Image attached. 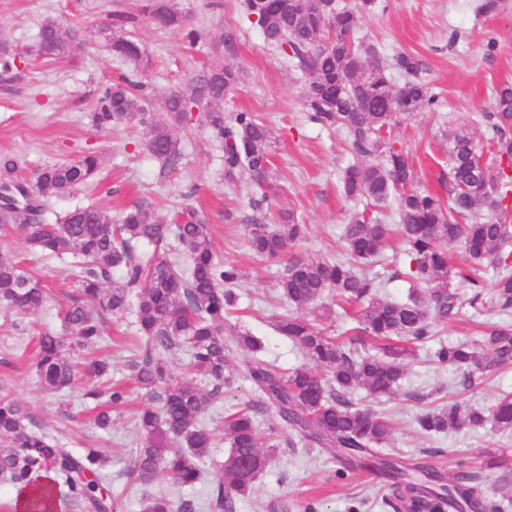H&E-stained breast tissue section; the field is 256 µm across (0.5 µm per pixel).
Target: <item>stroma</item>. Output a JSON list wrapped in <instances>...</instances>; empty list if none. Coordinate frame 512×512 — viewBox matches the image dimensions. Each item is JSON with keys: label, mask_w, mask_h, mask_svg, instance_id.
<instances>
[{"label": "stroma", "mask_w": 512, "mask_h": 512, "mask_svg": "<svg viewBox=\"0 0 512 512\" xmlns=\"http://www.w3.org/2000/svg\"><path fill=\"white\" fill-rule=\"evenodd\" d=\"M137 2L0 0V42L8 44L17 65L15 79L0 80V154L14 155L29 177L46 164L77 158L84 151L100 157L99 184L54 199L48 208L52 215L77 204L116 211L140 202L165 218L171 209L191 200L209 222L217 256L246 272L237 287L239 324L262 339L266 358L280 370L304 365L301 350L274 329L278 316L292 309L276 290L284 266L252 254L248 227L276 222L291 212L308 227L306 239L293 247L294 255L339 256L352 209L339 192L341 172L352 160L344 137L308 122L302 79L266 46L260 30L242 13L240 0H177L191 24L206 32L204 41L193 47L180 33L149 23H137L132 33L151 59L142 79L155 106L204 69L228 64L239 68L242 79L224 99L225 115L256 113L277 140L273 156L277 190L262 207L254 206L244 179H226L222 147L200 123L181 132L182 164L171 172L163 171L161 161L147 152L143 126L122 122L108 132L97 130L88 115L103 82L131 69L130 63L113 56L105 28L114 14L134 13ZM477 5L478 0H379L376 12L361 19L362 33L377 44L384 59L400 52L417 56L425 67L424 79L440 98V114L399 118L387 136L388 142L412 157L420 186L433 191L439 190V179L447 170L443 128L478 129L481 113L492 109L496 88L512 83V0H503L494 15L479 13ZM49 20L82 30V50L58 62L34 60L29 50ZM229 32L236 37L234 52L213 51V43ZM0 251L26 259L55 294V304L33 318V330L60 333L56 304L73 289L65 265L29 254L15 237L0 239ZM29 333L18 327L14 314L0 308V385L30 409L44 431L70 448L105 449L110 458L106 487L120 502V512H141L143 497L161 490L176 499L201 500L207 488L203 482L181 489L171 487L162 475L148 486L129 478L143 439L128 411L150 405L144 390L128 384L127 408L113 411L110 429H99L84 398L88 378L78 377L65 394L58 395L46 391L35 372L20 361ZM141 342L134 313L108 321L98 354L110 361L113 380L128 377L134 347ZM427 357L423 349L408 359L390 396L372 402L361 391L353 398L354 403L372 404L389 416L392 435L385 452L415 457L425 449L439 448L443 454L436 457V465L452 469L459 463L475 465L492 451L512 464V433L493 424L431 438L413 423L415 414L449 399L490 406L500 394L512 391V366L499 368L466 391L459 384L458 370L428 363ZM249 359L246 352L235 355L234 384L201 417L210 428H218L226 412L257 403L245 373ZM259 434L264 447H276L279 459L258 477L249 496L237 499L236 512H269L270 505L281 501L297 508L311 502L317 512H390L383 503L382 480L368 471H344L335 449L301 443L289 448L292 434L287 425L267 414L260 417Z\"/></svg>", "instance_id": "stroma-1"}]
</instances>
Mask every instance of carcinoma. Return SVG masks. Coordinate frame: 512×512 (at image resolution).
I'll return each instance as SVG.
<instances>
[{
    "instance_id": "1",
    "label": "carcinoma",
    "mask_w": 512,
    "mask_h": 512,
    "mask_svg": "<svg viewBox=\"0 0 512 512\" xmlns=\"http://www.w3.org/2000/svg\"><path fill=\"white\" fill-rule=\"evenodd\" d=\"M245 17L257 25L267 45L286 66L306 81L308 119L342 132L353 161L342 172L344 195L365 200L344 227V255L291 258L278 280L280 295L297 307L326 298L356 307L357 326L339 336L320 329L303 316L288 313L276 331L301 348L309 364L284 374L262 358L264 345L231 322L237 308L235 286L244 277L238 266L218 258L209 224L186 203L170 221L143 204L125 208L119 222L112 212L93 205H75L54 222L46 218L51 199L87 189L100 173L99 158L84 152L74 160L48 164L34 176L33 195L16 158L0 155V237L19 235L29 250L68 263L75 289L59 312L71 341L37 337L32 365L42 386L55 393L69 388L76 365L68 352L98 346L106 320L124 314L135 301V315L145 338L132 361L134 378L157 405L141 410L137 429L144 437L131 469L134 482L150 484L164 473L178 487H193L210 472V490L198 505L175 500L166 492L145 498L142 512H234L235 501L249 495L256 476L275 455L260 446L259 413L272 414L308 446L339 448L344 468L370 470L384 479L386 506L396 512H499L512 501V470L489 452L480 464L451 470L437 467L436 449L403 458L383 455L379 446L391 435L389 419L369 407H356L352 397L365 390L375 398L391 394L405 372L408 346L435 340L436 325L458 318L465 308L512 312V86L501 87L493 111L483 115V138L489 161L474 133L464 127L446 129L448 198L419 187L408 153L386 141L401 116L439 111V97L423 78L424 64L402 52L386 61L377 46L360 35V20L378 8V0H241ZM183 33L196 45L202 33L175 0H141L138 15L116 14L107 26L112 52L144 70L150 59L127 34L138 20ZM83 46L82 33L55 21L45 22L29 55L59 61ZM232 67L212 68L191 78L184 89L163 101V112L150 111L144 85L132 76L105 85L91 113L102 131L125 121L148 130L146 148L168 170L179 167V132L197 107L202 125L224 147L225 177H246L261 200L274 190L271 159L276 138L253 112L224 116V96L240 81ZM395 202L382 222L374 209ZM400 240L409 283L405 300L379 296V284L362 267L387 247L392 233ZM186 251V262L144 258L140 244H154L168 235ZM306 225L290 214L277 224H252L250 249L275 259L304 240ZM488 264L493 276L479 279L477 267ZM121 273L115 277V273ZM466 280L471 294L459 291ZM50 295L42 281L13 257L0 252V306L25 319L46 307ZM189 355L188 373L212 380L203 391L187 373L174 375L169 356ZM248 351L249 378L262 406L248 407L224 419L222 440L229 445L220 461L210 458L216 434L199 422L208 405L231 386V359ZM431 362L462 370L461 385L470 389L500 367L512 365V324L489 326L478 342L439 343ZM83 398L95 403L94 423L107 429L112 409L127 403L120 385L98 383ZM492 421L512 432V393L479 411L448 402L415 416L420 432L441 436ZM180 448L172 451L170 445ZM109 459L100 448L76 452L43 432L27 407L0 393V475L14 491L19 512H54L60 487L68 506L78 512H117L103 487ZM499 474L493 495L486 478Z\"/></svg>"
}]
</instances>
